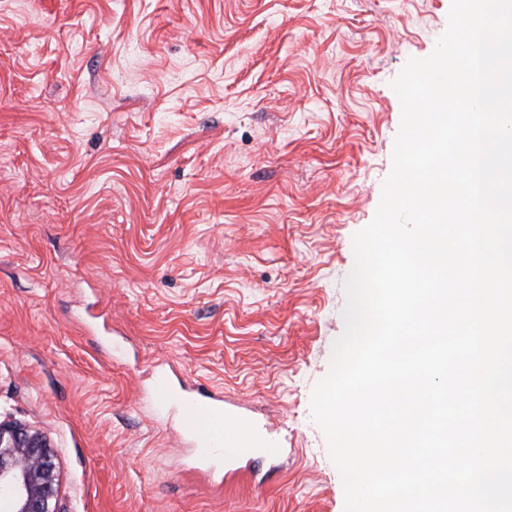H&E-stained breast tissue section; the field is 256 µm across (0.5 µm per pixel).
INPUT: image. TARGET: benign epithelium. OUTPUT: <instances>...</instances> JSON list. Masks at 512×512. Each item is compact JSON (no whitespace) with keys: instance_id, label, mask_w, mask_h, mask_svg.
Masks as SVG:
<instances>
[{"instance_id":"obj_1","label":"benign epithelium","mask_w":512,"mask_h":512,"mask_svg":"<svg viewBox=\"0 0 512 512\" xmlns=\"http://www.w3.org/2000/svg\"><path fill=\"white\" fill-rule=\"evenodd\" d=\"M58 485L44 433L0 421V512H57Z\"/></svg>"}]
</instances>
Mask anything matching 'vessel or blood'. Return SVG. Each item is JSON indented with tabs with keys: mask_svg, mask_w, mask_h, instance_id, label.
<instances>
[{
	"mask_svg": "<svg viewBox=\"0 0 512 512\" xmlns=\"http://www.w3.org/2000/svg\"><path fill=\"white\" fill-rule=\"evenodd\" d=\"M153 392L159 400H178L187 416L189 436L200 458H210L213 449L224 451L225 461L234 463L238 477L249 473L250 460L237 443L239 428L247 426L248 418L228 409L223 396L201 386L175 388L166 373H158Z\"/></svg>",
	"mask_w": 512,
	"mask_h": 512,
	"instance_id": "b4317fda",
	"label": "vessel or blood"
}]
</instances>
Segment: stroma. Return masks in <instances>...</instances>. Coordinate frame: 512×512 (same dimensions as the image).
I'll return each instance as SVG.
<instances>
[{
    "label": "stroma",
    "mask_w": 512,
    "mask_h": 512,
    "mask_svg": "<svg viewBox=\"0 0 512 512\" xmlns=\"http://www.w3.org/2000/svg\"><path fill=\"white\" fill-rule=\"evenodd\" d=\"M451 0H0V420L59 512H345L311 397ZM278 448L225 485L157 369Z\"/></svg>",
    "instance_id": "1"
}]
</instances>
